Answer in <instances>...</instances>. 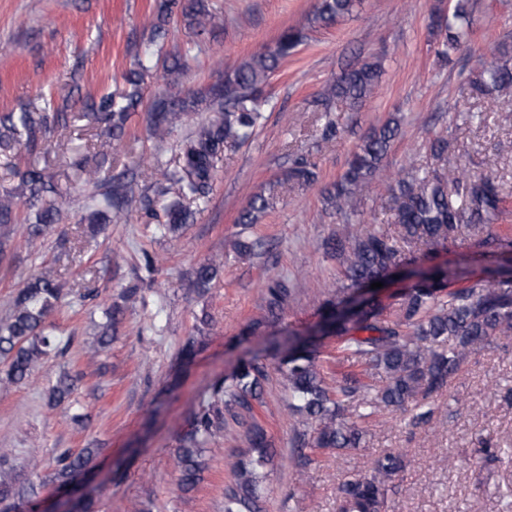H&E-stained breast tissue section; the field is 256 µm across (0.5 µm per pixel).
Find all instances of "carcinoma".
<instances>
[{"instance_id":"cac0c4a2","label":"carcinoma","mask_w":512,"mask_h":512,"mask_svg":"<svg viewBox=\"0 0 512 512\" xmlns=\"http://www.w3.org/2000/svg\"><path fill=\"white\" fill-rule=\"evenodd\" d=\"M358 3L319 0L314 22L329 25L351 16ZM471 10L470 0H454L453 10L433 21L439 58H448L467 42ZM176 11L201 31L223 26L221 15L208 7V0H163L157 21L151 24L153 39L165 37V22ZM305 38L300 30L286 32L274 45L253 54L207 88L182 96L162 95L153 101L147 112V133L158 142L170 136L182 120H193L201 112L211 113L182 139L179 165L166 174L165 182L153 194L137 190L125 174L112 175V167L105 166L104 159L93 163L86 157L72 159L70 166L95 187L83 204L88 230L95 233L103 224H128L136 216L154 220L170 232L190 223V204L209 194L224 149L252 137L272 73ZM150 70L140 64L138 70L126 76L131 90L109 93L92 104V111L85 117L91 119L100 135L112 140L125 136L127 122L141 102L140 85ZM380 76L379 62L364 61L333 80L320 101L325 116L322 138L338 133L336 123L329 118L331 100L351 109L358 107L374 93ZM464 91L472 99L485 101L489 110L502 99L512 100V45L500 43L494 60L467 80ZM49 108L51 103L47 102L42 108L27 106L19 112L0 114V152L19 148L33 156L59 148L55 134L68 126L71 116L65 102L54 112ZM399 127V119L391 117L365 137L352 151L334 190L325 195L327 205L345 215L354 202L365 199L373 193L375 184H381L393 221L399 226L398 235L391 236L361 224L356 233L329 242V248L340 259L347 295L322 305L321 332L336 337L340 348L363 371L348 373L333 386L327 383L319 364L318 337L293 333L288 343L274 345L289 405L305 418V423L314 425L312 441L299 442L300 449L338 452L361 447L364 429L358 420L370 416L380 405L411 411L410 423L415 427L429 423L435 413L434 396L448 386L468 356L512 340V274L473 281L465 288L449 291L442 300L437 293L447 288L459 272L434 267L418 274L392 311L374 292L367 299L355 301L360 290L383 281L421 244L442 248L453 245L463 228L468 231L470 246L485 253H493V248L502 244L500 236L491 231L508 204L497 177L465 168L450 175L439 168L420 169L414 165L402 176L392 178L383 173L382 161ZM449 147L448 138L443 136L429 143L431 156L438 162L446 160ZM283 180L298 186L314 184L315 162L307 154L294 155ZM61 198L54 176L31 162L20 172L16 187L0 190V260L7 256L5 239L12 226L21 223L18 202L40 203L35 222L28 225L29 236L38 238L61 223ZM269 207L270 198L257 194L237 223L254 224ZM219 271L220 264L213 259L199 263L192 286L200 293L208 291ZM290 295L288 281H271L264 297L269 319L279 318ZM63 301L62 285L49 267L15 290L10 313L0 319V363L5 366L1 381L24 383L51 355L69 345L58 327L48 321ZM119 312L116 304L105 310L106 324L93 353L112 342V326ZM371 370L385 375L383 385L369 381ZM266 379V365L252 356L241 360L230 377L212 386L208 400L178 438L177 487L181 492L192 491L202 479L203 453L212 436L235 426L247 449L231 463L232 479L224 487V512H262L264 469L274 455L273 443L255 415L256 406L262 404ZM74 387L71 375L60 377L48 394L49 405L57 407L69 401ZM95 454V448L61 452L54 480L61 485L72 483ZM402 469V457L386 452L374 459L367 473L344 477L337 486L336 512H385ZM14 471L11 453L1 449L0 496L35 495L32 486L25 493L15 487L11 482Z\"/></svg>"}]
</instances>
